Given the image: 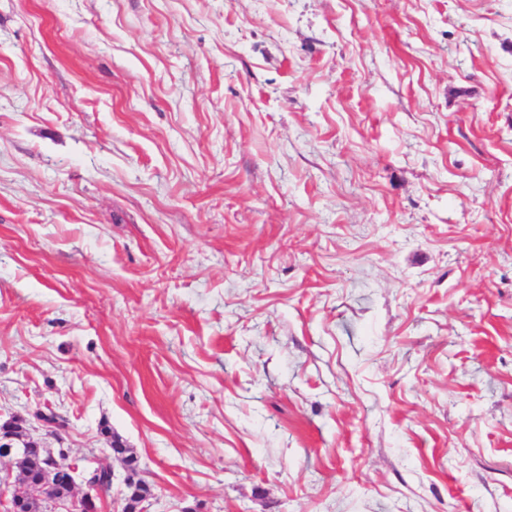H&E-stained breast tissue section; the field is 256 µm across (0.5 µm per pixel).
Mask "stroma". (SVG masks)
<instances>
[{"label": "stroma", "instance_id": "stroma-1", "mask_svg": "<svg viewBox=\"0 0 512 512\" xmlns=\"http://www.w3.org/2000/svg\"><path fill=\"white\" fill-rule=\"evenodd\" d=\"M149 512H512V0H0V423ZM126 493L124 501L126 504V512H139V506L142 502H145L151 496V490L149 486L142 481L137 479L131 483L126 484Z\"/></svg>", "mask_w": 512, "mask_h": 512}]
</instances>
